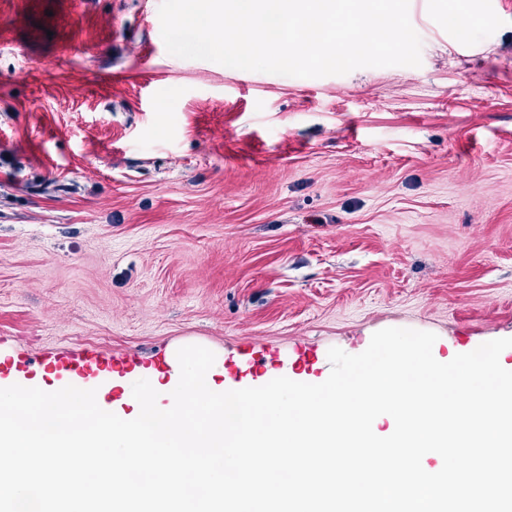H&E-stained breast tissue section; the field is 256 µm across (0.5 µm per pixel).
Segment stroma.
Here are the masks:
<instances>
[{"label":"stroma","mask_w":512,"mask_h":512,"mask_svg":"<svg viewBox=\"0 0 512 512\" xmlns=\"http://www.w3.org/2000/svg\"><path fill=\"white\" fill-rule=\"evenodd\" d=\"M159 6L0 0L1 384L512 338V0H409L421 66L319 78L170 55ZM50 364L56 369L59 368L64 371L72 378H84L92 368L99 369L100 366L98 361H94L88 356H73L65 362H60V364L57 361L50 362Z\"/></svg>","instance_id":"obj_1"}]
</instances>
